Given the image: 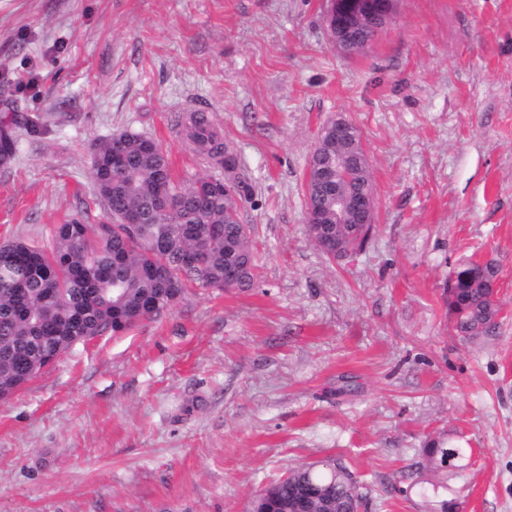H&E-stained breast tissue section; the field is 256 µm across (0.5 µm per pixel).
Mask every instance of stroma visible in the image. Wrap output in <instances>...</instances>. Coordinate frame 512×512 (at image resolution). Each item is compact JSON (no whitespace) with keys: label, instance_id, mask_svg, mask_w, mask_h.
<instances>
[{"label":"stroma","instance_id":"obj_1","mask_svg":"<svg viewBox=\"0 0 512 512\" xmlns=\"http://www.w3.org/2000/svg\"><path fill=\"white\" fill-rule=\"evenodd\" d=\"M331 0H0V242L109 222L91 157L153 139L181 181L212 174L207 115L252 195L248 291L193 288L158 321L74 343L0 401V512H249L295 467L356 478L361 512H512V0H395L346 56ZM358 129L364 249L309 239L323 124ZM495 260L496 335L459 336L443 289ZM465 448L426 468L433 438Z\"/></svg>","mask_w":512,"mask_h":512}]
</instances>
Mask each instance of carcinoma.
Masks as SVG:
<instances>
[{
	"label": "carcinoma",
	"instance_id": "1",
	"mask_svg": "<svg viewBox=\"0 0 512 512\" xmlns=\"http://www.w3.org/2000/svg\"><path fill=\"white\" fill-rule=\"evenodd\" d=\"M124 169H112V140L93 152L92 178L112 224L73 219L58 224L48 248L23 240L0 244V400H7L40 375L34 366L56 358L76 341L121 334L157 321L186 288L247 291L257 267L250 231L243 230L236 201L224 198L211 176L181 183L161 148H142L147 138L122 133ZM188 137L197 151L224 170H238L237 157L219 142L203 114L191 117ZM16 150L13 122L0 121V162ZM169 212L153 223L158 201ZM144 223L130 229L127 215ZM332 242L345 253L361 251L369 239L358 224H333ZM198 252L187 266L182 255ZM238 267L235 284H224V268ZM498 267L492 260L468 262L446 284L455 331L474 339L496 334L500 308L492 300ZM426 466L443 469L465 449L432 440L422 449ZM364 496L354 477L331 459L301 466L270 484L253 512H358Z\"/></svg>",
	"mask_w": 512,
	"mask_h": 512
}]
</instances>
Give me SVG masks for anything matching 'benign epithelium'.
Here are the masks:
<instances>
[{
    "mask_svg": "<svg viewBox=\"0 0 512 512\" xmlns=\"http://www.w3.org/2000/svg\"><path fill=\"white\" fill-rule=\"evenodd\" d=\"M393 0H332L327 29L343 53L360 48L362 21L385 28L392 20ZM362 144L356 126L344 116L331 119L320 131L315 152L319 161L308 167L306 187L318 190L324 206L310 211L308 224L326 234V224H374V196L365 187L353 192L344 189L359 175L361 160L357 146Z\"/></svg>",
    "mask_w": 512,
    "mask_h": 512,
    "instance_id": "benign-epithelium-1",
    "label": "benign epithelium"
}]
</instances>
